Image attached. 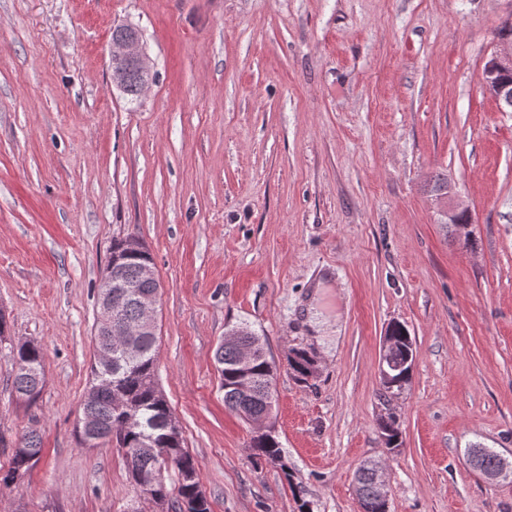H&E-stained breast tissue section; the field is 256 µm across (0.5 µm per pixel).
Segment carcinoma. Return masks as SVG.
<instances>
[{
    "mask_svg": "<svg viewBox=\"0 0 512 512\" xmlns=\"http://www.w3.org/2000/svg\"><path fill=\"white\" fill-rule=\"evenodd\" d=\"M144 78L146 74L131 71L122 77L117 87L124 94L137 97ZM112 253L122 257L117 266L119 273L134 283V288L117 302V314L127 323L137 316V295L156 289V282L139 277L141 265L153 262V258L142 244L130 239L114 244ZM231 333L237 336L236 343L221 344L215 353L220 369V388L224 391V404L246 420L274 406L276 367L266 354L256 356L250 373L251 390L236 388L238 352L261 341V337L246 325L231 329ZM135 342L139 351L136 360L120 361L108 369L97 364L92 366V381L84 397L82 412L94 418L101 440L116 442L124 452L129 480L134 487H137V475L155 464L159 449H168L172 461L165 466L163 479L138 487L140 493L153 501L167 498L183 503L184 507L178 512H211L210 501H199V495L203 493L199 464L185 448L182 433H175L169 427L173 412L165 396L158 391L156 379L157 337L138 336ZM11 352L16 363L14 388L20 395L33 400L44 384L41 348L28 341L11 346ZM251 448L256 456L288 471L277 437H255ZM40 451L39 436L32 432L23 434L8 470L0 475V482L9 483L19 472L29 474ZM355 483L364 512H383L370 469L363 464L355 471Z\"/></svg>",
    "mask_w": 512,
    "mask_h": 512,
    "instance_id": "cac0c4a2",
    "label": "carcinoma"
}]
</instances>
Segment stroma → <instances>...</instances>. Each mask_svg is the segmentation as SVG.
Here are the masks:
<instances>
[{
    "label": "stroma",
    "mask_w": 512,
    "mask_h": 512,
    "mask_svg": "<svg viewBox=\"0 0 512 512\" xmlns=\"http://www.w3.org/2000/svg\"><path fill=\"white\" fill-rule=\"evenodd\" d=\"M512 0H0V471L42 450L0 512H153L116 444L75 427L113 241L141 240L162 288L158 383L212 512H361L355 468H385L389 512H512V112L483 90ZM136 28L152 78L112 81V31ZM447 176L473 246L437 222ZM326 287L320 336L308 306ZM405 325L410 383L384 394ZM246 324L277 367L287 470L250 450L214 354ZM45 383L13 387L12 344ZM297 350L317 361L299 380ZM396 415L399 448L381 418ZM394 333H396L399 336L397 349L395 345V341L392 338V336L388 335L386 336V339L383 340V355H382V381L383 383L390 387V390L396 389L397 391L402 390L410 381L411 374L409 371V366L405 367V370L407 371L406 374L402 375V371H399L403 366H405L409 362V358L403 363V365H395L400 364L402 361H404V351L403 347H406V344L402 342L401 336H409L408 331L401 325H395L393 327ZM411 340V336H409ZM396 349V350H395ZM392 360H391V354L392 351H394ZM398 371V372H396ZM395 373V377H400L398 379V382L400 383L398 386L394 387V383H392V376ZM394 388V389H393ZM390 391V392H392ZM11 352L16 363L14 388L20 395L34 400L44 384L41 348L34 341H28L12 345ZM15 448L21 449L14 450L8 470L0 475V482L3 484H9L18 472H22L25 477L29 474L33 461L40 454L41 440L33 432H28L21 436Z\"/></svg>",
    "instance_id": "35a3bbf8"
}]
</instances>
